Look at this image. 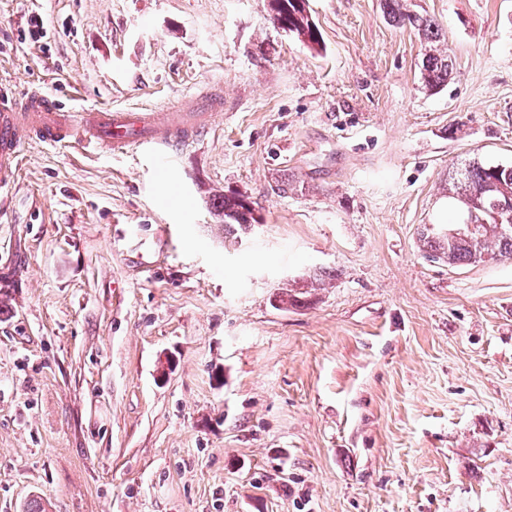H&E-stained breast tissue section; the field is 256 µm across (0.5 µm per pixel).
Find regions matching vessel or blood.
<instances>
[{
	"mask_svg": "<svg viewBox=\"0 0 512 512\" xmlns=\"http://www.w3.org/2000/svg\"><path fill=\"white\" fill-rule=\"evenodd\" d=\"M223 93H204L186 109L167 112H89L60 107L50 94L34 90L24 97L0 98V190L17 180L19 152L27 140L56 147L78 141L92 148L124 154L148 149L167 166L182 147L201 137Z\"/></svg>",
	"mask_w": 512,
	"mask_h": 512,
	"instance_id": "obj_1",
	"label": "vessel or blood"
}]
</instances>
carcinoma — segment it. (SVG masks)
I'll list each match as a JSON object with an SVG mask.
<instances>
[{
  "instance_id": "obj_1",
  "label": "carcinoma",
  "mask_w": 512,
  "mask_h": 512,
  "mask_svg": "<svg viewBox=\"0 0 512 512\" xmlns=\"http://www.w3.org/2000/svg\"><path fill=\"white\" fill-rule=\"evenodd\" d=\"M271 19L298 40L315 46L320 43L318 28L312 18L309 0H269ZM387 18L398 26H409L424 40L420 74L425 87L437 89L448 84L453 62L441 48L442 32L436 21L404 7V0H383ZM493 186L490 194L485 187ZM481 195L484 211L479 224H457L443 234H428L424 243L433 259L450 266L481 263L486 259H512V224H497L494 215L501 207L512 208V164L471 161L461 169L457 197L463 211H468L466 198ZM212 206L224 215V233L236 235L258 223L253 203L242 195H217Z\"/></svg>"
}]
</instances>
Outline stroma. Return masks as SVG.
Here are the masks:
<instances>
[{"instance_id": "obj_1", "label": "stroma", "mask_w": 512, "mask_h": 512, "mask_svg": "<svg viewBox=\"0 0 512 512\" xmlns=\"http://www.w3.org/2000/svg\"><path fill=\"white\" fill-rule=\"evenodd\" d=\"M309 6L317 49L268 0H0L10 95L224 94L167 169L22 148L0 512H512V260L451 267L421 237L456 167L512 162V0H408L455 63L435 90L381 0ZM232 192L259 219L235 239L211 205Z\"/></svg>"}]
</instances>
